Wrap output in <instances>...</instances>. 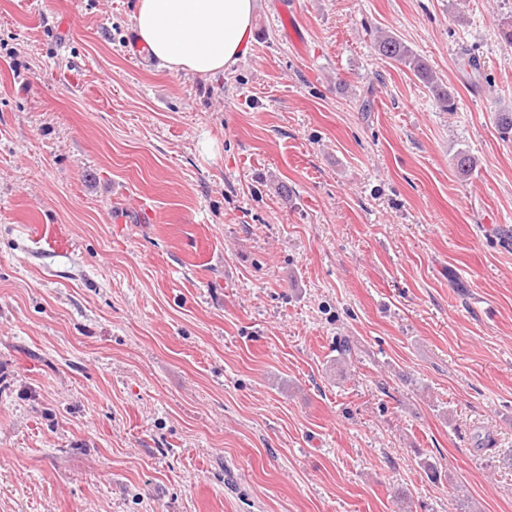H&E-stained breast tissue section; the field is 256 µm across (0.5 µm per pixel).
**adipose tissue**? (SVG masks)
I'll return each instance as SVG.
<instances>
[{
    "instance_id": "obj_1",
    "label": "adipose tissue",
    "mask_w": 512,
    "mask_h": 512,
    "mask_svg": "<svg viewBox=\"0 0 512 512\" xmlns=\"http://www.w3.org/2000/svg\"><path fill=\"white\" fill-rule=\"evenodd\" d=\"M253 12L254 0H136L132 22L163 66L208 77L246 53Z\"/></svg>"
}]
</instances>
